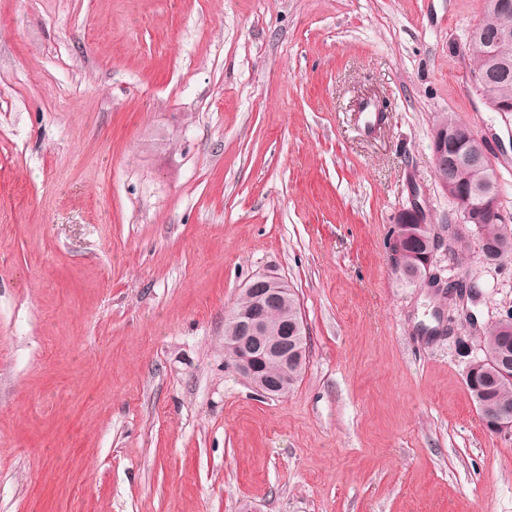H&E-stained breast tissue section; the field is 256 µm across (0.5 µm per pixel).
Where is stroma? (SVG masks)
<instances>
[{"label":"stroma","instance_id":"stroma-1","mask_svg":"<svg viewBox=\"0 0 512 512\" xmlns=\"http://www.w3.org/2000/svg\"><path fill=\"white\" fill-rule=\"evenodd\" d=\"M483 0H0V512H512V431L466 387L512 312L431 160L451 115L512 215V112L455 52ZM388 118L368 133L360 98ZM455 224L442 278L390 232ZM294 290L304 374L224 356L254 276ZM422 227L428 241L426 253L427 242L424 239L418 216L408 211L404 212L400 217L399 224H395V227L391 231L392 237L396 235L402 237V244L406 251V254L403 256V262L406 264L407 268L406 273L401 276L402 279L409 283H414L424 276L425 270V276L422 279L424 285L428 288H453V285L457 282L449 283L445 287L441 284V277L437 276V273L431 272L435 252L441 247H444L446 253L449 254L448 247L445 246L444 241L440 239L438 233L434 231V225L429 224L426 226L422 224ZM422 255L423 260L421 263Z\"/></svg>","mask_w":512,"mask_h":512}]
</instances>
